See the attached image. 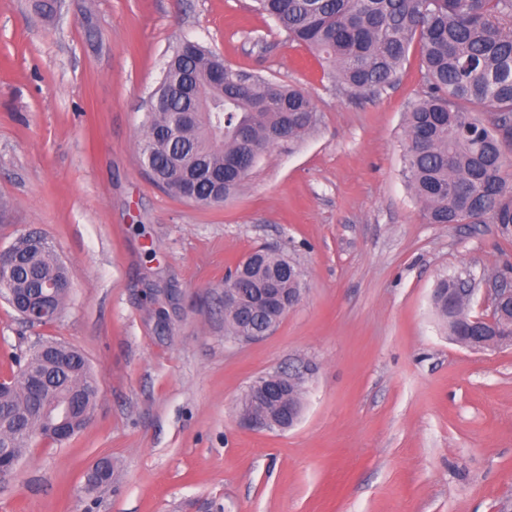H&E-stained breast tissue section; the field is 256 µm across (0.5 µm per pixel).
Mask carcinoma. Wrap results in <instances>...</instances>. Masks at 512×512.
I'll use <instances>...</instances> for the list:
<instances>
[{"label":"carcinoma","mask_w":512,"mask_h":512,"mask_svg":"<svg viewBox=\"0 0 512 512\" xmlns=\"http://www.w3.org/2000/svg\"><path fill=\"white\" fill-rule=\"evenodd\" d=\"M287 37L329 63L331 77L352 94L374 92L394 80L413 41H419L426 90L407 112L404 178L430 224L512 225V0H256ZM139 143L141 161L166 191L183 196L181 176L197 177L194 202L214 206L239 192L250 169L288 131L300 139L319 122L311 95L235 69L198 43L183 41L167 60L153 91ZM211 106L199 112L200 103ZM256 268H236L224 285L248 296L268 278L283 289L299 288L288 256L254 252ZM69 280L48 240L29 263L0 276L6 301L49 281ZM467 278L440 281L434 308L448 335L465 344L479 331L512 338V316L475 328L465 314L448 313V290L460 296ZM269 318L252 305L224 306L235 336H249ZM57 393L74 384L96 392L99 380L79 350ZM48 369L29 353L0 394V414L22 421L8 436V452L20 459L48 415L28 394L23 370Z\"/></svg>","instance_id":"cac0c4a2"}]
</instances>
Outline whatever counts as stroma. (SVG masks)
Segmentation results:
<instances>
[{"label":"stroma","instance_id":"1","mask_svg":"<svg viewBox=\"0 0 512 512\" xmlns=\"http://www.w3.org/2000/svg\"><path fill=\"white\" fill-rule=\"evenodd\" d=\"M186 39L302 88L320 115L220 206L160 189L139 155L146 101ZM329 71L254 0H63L50 19L0 0V250L39 232L71 280L46 325L0 298V377L52 338L100 379L87 426L33 442L0 512H512V347L454 343L431 305L447 277L512 279V228L427 223L409 190L419 44L375 93ZM259 246L298 265L304 292L242 341L224 280ZM297 368L294 427L240 422L257 377ZM102 458L112 481L86 492Z\"/></svg>","mask_w":512,"mask_h":512}]
</instances>
